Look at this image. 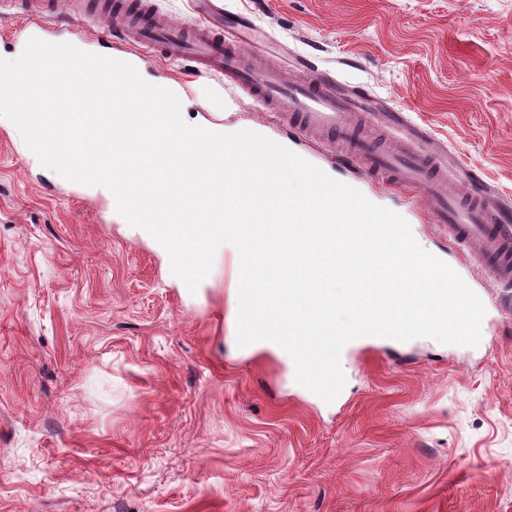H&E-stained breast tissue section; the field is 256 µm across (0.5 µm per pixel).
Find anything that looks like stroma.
I'll use <instances>...</instances> for the list:
<instances>
[{
	"instance_id": "obj_1",
	"label": "stroma",
	"mask_w": 512,
	"mask_h": 512,
	"mask_svg": "<svg viewBox=\"0 0 512 512\" xmlns=\"http://www.w3.org/2000/svg\"><path fill=\"white\" fill-rule=\"evenodd\" d=\"M291 55L406 108L512 198V0H224ZM159 57L188 121L251 130L402 213L491 304L484 346L358 341L329 404L237 343L235 251L196 291L108 193L0 118V512H512V293L402 190Z\"/></svg>"
}]
</instances>
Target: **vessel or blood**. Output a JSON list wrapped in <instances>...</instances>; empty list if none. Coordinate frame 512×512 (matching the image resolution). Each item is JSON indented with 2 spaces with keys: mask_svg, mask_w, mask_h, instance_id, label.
Instances as JSON below:
<instances>
[{
  "mask_svg": "<svg viewBox=\"0 0 512 512\" xmlns=\"http://www.w3.org/2000/svg\"><path fill=\"white\" fill-rule=\"evenodd\" d=\"M42 30L61 0H14ZM82 15L103 18L123 43L121 61L139 65L145 54L183 59L196 74L223 78L263 109L279 113L303 135L341 146L366 176L381 177L423 199L435 221L447 225L457 248L504 289L512 288V201L471 170H458L447 150L409 114L305 64L288 77L280 43L222 0H194L195 22L157 14L151 0H79ZM468 186L458 193L451 170Z\"/></svg>",
  "mask_w": 512,
  "mask_h": 512,
  "instance_id": "1",
  "label": "vessel or blood"
}]
</instances>
